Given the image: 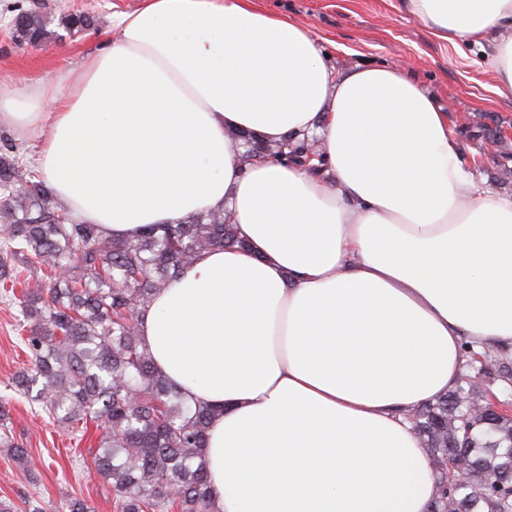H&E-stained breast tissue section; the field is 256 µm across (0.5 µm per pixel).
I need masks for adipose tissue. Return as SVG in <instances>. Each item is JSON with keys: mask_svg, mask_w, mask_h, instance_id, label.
Masks as SVG:
<instances>
[{"mask_svg": "<svg viewBox=\"0 0 512 512\" xmlns=\"http://www.w3.org/2000/svg\"><path fill=\"white\" fill-rule=\"evenodd\" d=\"M435 36L488 39L512 97V0H402ZM72 78L0 86L54 194L108 236L221 210L141 338L213 406L216 512H427L407 408L460 379L463 342H512V196L479 184L404 71L336 72L311 30L251 0H142ZM316 140L322 166L244 159L238 134Z\"/></svg>", "mask_w": 512, "mask_h": 512, "instance_id": "1", "label": "adipose tissue"}]
</instances>
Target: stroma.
<instances>
[{
    "mask_svg": "<svg viewBox=\"0 0 512 512\" xmlns=\"http://www.w3.org/2000/svg\"><path fill=\"white\" fill-rule=\"evenodd\" d=\"M402 0H253L260 10L288 16L308 27L333 57L337 69L358 66H401L448 114V130L493 117L506 133L512 151V99L495 91L497 79L478 48H461L435 37ZM141 0H0V84L33 88L53 83L70 89L69 76L85 57L98 51L112 14L130 12ZM48 16L91 12L101 27L33 47L15 40L9 23L16 6ZM18 300L0 293V403L10 410L9 429L28 448L20 466L0 447V499L13 501L18 512L29 505L44 512H67L70 499L81 498L94 512H117L109 484L87 458L97 430L64 429L14 387V377L27 358L21 342Z\"/></svg>",
    "mask_w": 512,
    "mask_h": 512,
    "instance_id": "obj_1",
    "label": "stroma"
}]
</instances>
